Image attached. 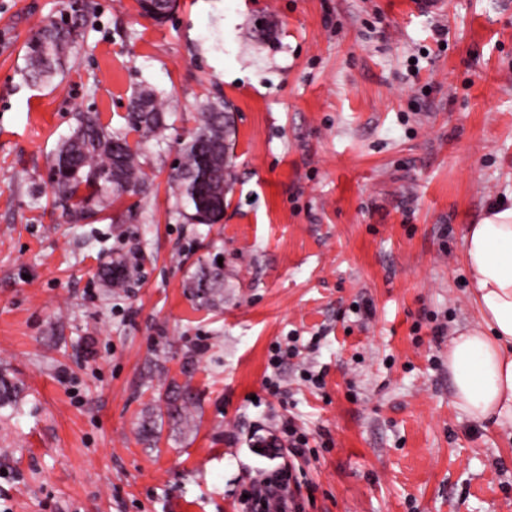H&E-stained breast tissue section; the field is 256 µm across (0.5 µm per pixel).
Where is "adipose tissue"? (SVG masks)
Returning <instances> with one entry per match:
<instances>
[{
  "label": "adipose tissue",
  "instance_id": "1",
  "mask_svg": "<svg viewBox=\"0 0 512 512\" xmlns=\"http://www.w3.org/2000/svg\"><path fill=\"white\" fill-rule=\"evenodd\" d=\"M463 256L480 322L448 348L454 402L474 421L512 429V203L468 227Z\"/></svg>",
  "mask_w": 512,
  "mask_h": 512
}]
</instances>
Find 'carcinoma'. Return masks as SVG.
I'll return each mask as SVG.
<instances>
[{
  "mask_svg": "<svg viewBox=\"0 0 512 512\" xmlns=\"http://www.w3.org/2000/svg\"><path fill=\"white\" fill-rule=\"evenodd\" d=\"M142 15L164 21L175 0H137ZM84 5L72 0L70 15L50 20L24 44L23 77L34 84L49 83L63 72L83 33ZM125 127L114 129L96 112H80L72 134L63 140L50 159L54 194L69 221L78 224L106 210L112 197L147 192L143 150L166 129V115L152 90L129 99ZM138 134L130 142V132ZM234 123L224 100L201 105L195 127L181 143L182 162L169 178L172 197L181 215L191 224H218L224 218L230 189L231 140ZM109 290L125 287L126 273L120 263L109 261L104 270ZM192 297L202 306L216 304L224 288V272L201 265L188 283Z\"/></svg>",
  "mask_w": 512,
  "mask_h": 512,
  "instance_id": "cac0c4a2",
  "label": "carcinoma"
}]
</instances>
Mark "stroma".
Wrapping results in <instances>:
<instances>
[{"instance_id": "obj_1", "label": "stroma", "mask_w": 512, "mask_h": 512, "mask_svg": "<svg viewBox=\"0 0 512 512\" xmlns=\"http://www.w3.org/2000/svg\"><path fill=\"white\" fill-rule=\"evenodd\" d=\"M83 2L64 76L33 85L23 46L70 0H0V376L21 389L0 512H252L244 488L288 465L301 512H512V436L448 374L478 322L463 236L512 197V0H177L162 24ZM143 85L168 124L147 194L69 223L48 156L76 112L122 127ZM217 96L234 183L222 223L190 224L167 179ZM123 253L140 264L114 293ZM217 259L224 298L199 306L186 283ZM174 383L191 425L164 415ZM290 426L304 456L266 451Z\"/></svg>"}]
</instances>
